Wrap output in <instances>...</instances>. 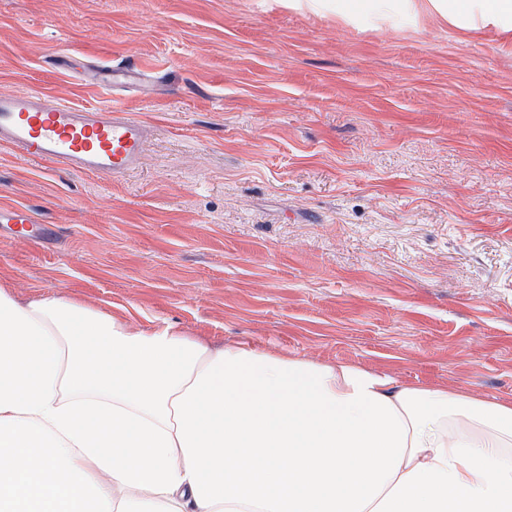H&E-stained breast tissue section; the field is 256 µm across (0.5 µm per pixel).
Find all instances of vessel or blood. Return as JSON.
Returning <instances> with one entry per match:
<instances>
[{
  "instance_id": "b4317fda",
  "label": "vessel or blood",
  "mask_w": 512,
  "mask_h": 512,
  "mask_svg": "<svg viewBox=\"0 0 512 512\" xmlns=\"http://www.w3.org/2000/svg\"><path fill=\"white\" fill-rule=\"evenodd\" d=\"M144 76V65L105 63L91 81L106 92ZM151 135L147 122L115 105L66 104L39 89L0 95V147L66 170L125 175L138 167Z\"/></svg>"
}]
</instances>
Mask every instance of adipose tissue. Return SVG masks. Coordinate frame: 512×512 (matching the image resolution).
<instances>
[{
  "mask_svg": "<svg viewBox=\"0 0 512 512\" xmlns=\"http://www.w3.org/2000/svg\"><path fill=\"white\" fill-rule=\"evenodd\" d=\"M512 33V0H289ZM0 512H512V401L0 285Z\"/></svg>",
  "mask_w": 512,
  "mask_h": 512,
  "instance_id": "adipose-tissue-1",
  "label": "adipose tissue"
}]
</instances>
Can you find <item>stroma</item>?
Here are the masks:
<instances>
[{
	"mask_svg": "<svg viewBox=\"0 0 512 512\" xmlns=\"http://www.w3.org/2000/svg\"><path fill=\"white\" fill-rule=\"evenodd\" d=\"M152 65L103 95L56 71ZM153 127L111 178L0 148V284L512 400V37L284 0H0V94Z\"/></svg>",
	"mask_w": 512,
	"mask_h": 512,
	"instance_id": "1",
	"label": "stroma"
}]
</instances>
